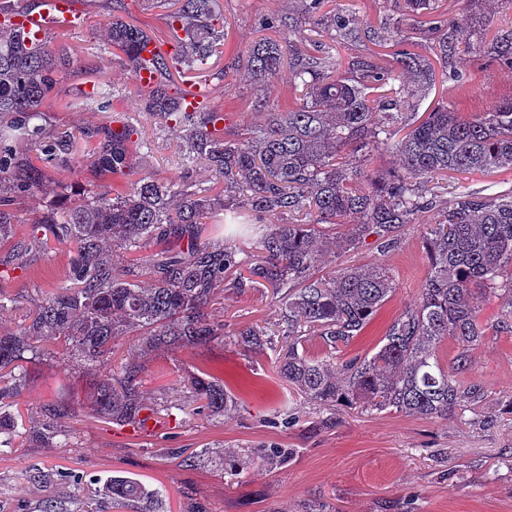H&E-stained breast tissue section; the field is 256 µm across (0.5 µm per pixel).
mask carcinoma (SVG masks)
<instances>
[{"label":"carcinoma","instance_id":"obj_1","mask_svg":"<svg viewBox=\"0 0 512 512\" xmlns=\"http://www.w3.org/2000/svg\"><path fill=\"white\" fill-rule=\"evenodd\" d=\"M298 17L272 23L283 42L264 38L251 48L248 65L262 83L289 59L301 93L294 107L279 112L266 97L264 125L232 138L210 126L218 112L189 111L186 96L170 92L171 71L186 75L206 68L218 53L216 0H176L171 25L182 30L174 52L152 51L156 79L142 102L143 111L172 122L183 165L203 163L224 179L221 194L208 195L146 176L126 193H94L59 210L51 206L35 218L26 250L50 235L73 246L68 283L47 293L27 311L21 326L0 334V446L15 438L14 398L25 381L26 354L77 361L97 374L91 397L93 413L109 422L138 426L151 410L140 386L145 364L137 361L112 370V341L127 334L141 337L138 357L162 346H205L224 340V323L211 320L207 308L224 282L234 288H271L284 306L288 348L277 373L307 403L317 407L357 405L367 412L398 413L424 419L473 413L470 424L493 425L499 409L490 405L486 384L473 375L471 350L484 339L478 322L479 296L504 300L492 330L512 333V190L493 194L461 191L445 203L430 183L448 172H487L512 168V98L487 112L464 115L455 107L434 108L400 139L395 124L411 115L427 94L433 69L410 49L400 21L367 32L372 43L392 44L397 66L356 60L343 71L338 61L303 53L301 45L323 25V0H302ZM434 0H402L404 15L431 16L429 49L459 85L460 56L474 48L471 33L481 21L471 12L461 18L433 17ZM328 28L338 44L355 39L349 16L335 14ZM112 46L135 66L151 38L140 27L119 19L106 29ZM483 51L512 71V26L499 30ZM69 57L46 39H28L10 18L0 23V244L16 223L14 205L27 194L49 187V169L68 168L67 154L76 136L61 132L44 138L41 106ZM86 96L99 112L112 109L110 85L93 81ZM141 132L129 123L90 128L97 144L90 165L101 175L127 174L136 164ZM392 146L398 169L369 173L356 155ZM237 202L259 216L288 214L286 224L256 225L262 255L246 263L220 239L201 238L202 226ZM426 209L439 219L424 227L429 272L419 302L404 309L386 329L372 354L348 355V348L395 291L393 278L379 264L334 265L324 276L325 258L358 249L376 237L381 251L397 247L401 231ZM152 241L170 247L145 266L121 268L118 250H138ZM244 350H261L271 335L254 326L231 332ZM321 339L311 355L309 337ZM451 340L456 353L448 366L437 356ZM193 413L224 417L235 408L224 380L202 371L184 383ZM79 411L61 398L45 401L39 419L24 431L26 443L57 448ZM112 502H144L158 512L145 486L129 477L107 485Z\"/></svg>","mask_w":512,"mask_h":512}]
</instances>
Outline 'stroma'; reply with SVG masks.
<instances>
[{"label": "stroma", "instance_id": "stroma-1", "mask_svg": "<svg viewBox=\"0 0 512 512\" xmlns=\"http://www.w3.org/2000/svg\"><path fill=\"white\" fill-rule=\"evenodd\" d=\"M78 14L74 28L50 33L53 49L66 52L71 69L49 94L43 111L44 135L63 131L77 134L73 170L62 178L74 182L75 193L102 190L125 192L145 174L174 183H186L210 193L223 182L203 166L182 167L179 147L168 125L146 112L141 103L145 89L124 55L110 45L104 27L119 19L146 30L155 46L172 48L170 6L162 0H73ZM330 8L352 16L360 30L382 27L399 15L396 0H330ZM224 17V44L194 80L177 83L179 92L201 93L203 112L224 115L225 133L255 126L260 116L255 101L260 91L250 77L248 51L259 39L275 37L267 19L297 12L299 0H219ZM326 49L341 64L357 59L394 66L392 50L361 38L345 44L321 33L307 43L309 54ZM467 80L458 86L435 73L434 82L418 108L426 117L435 106L448 103L463 112H485L512 97V72L489 62L485 55L462 57ZM100 71L112 90V109L99 112L86 104L87 70ZM129 122L141 131V160L129 175L100 177L87 166L86 153L95 145L84 138L88 128L104 122ZM483 194L512 190V169L484 173H449L437 192L452 199L454 191ZM435 211L421 213L408 225L398 246L380 253L374 238L354 252L343 254L346 266L379 263L392 275L396 289L349 348V355L373 353L392 319L414 305L429 270L422 231L434 222ZM72 253L69 246L50 240L29 251L0 246V281L22 292L24 308L0 315V330L19 326L27 307L68 279ZM502 301L486 297L479 303V322L488 333L474 350V373L490 387L494 398L512 399V335L491 333ZM225 329L261 326L279 329L280 304L267 291L237 292L225 288L222 298L208 307ZM278 349L248 352L231 342L204 348L170 346L148 359L141 390L158 405L153 430L118 427L90 415V372L80 366L28 363V385L15 400L19 426L30 427L38 418L40 402L67 398L83 411L74 423L66 447H0V512H33L39 500L51 497L62 512H85L97 499L99 512H137L136 505L115 508L103 491L104 480L124 476L141 481L157 492L164 512H185L187 503L204 512H301L308 505L325 512H512V470L502 465L500 452L512 448V415L480 430L464 419L425 420L397 413L376 414L358 407L338 410L310 406L276 375ZM207 370L223 378L237 401L228 417L204 418L187 405L183 377ZM297 424L282 426L289 414ZM278 447L292 450L289 461L267 465L261 453ZM197 457L195 466H182L180 455ZM59 470L84 476L82 484L51 480L31 481L32 469Z\"/></svg>", "mask_w": 512, "mask_h": 512}]
</instances>
